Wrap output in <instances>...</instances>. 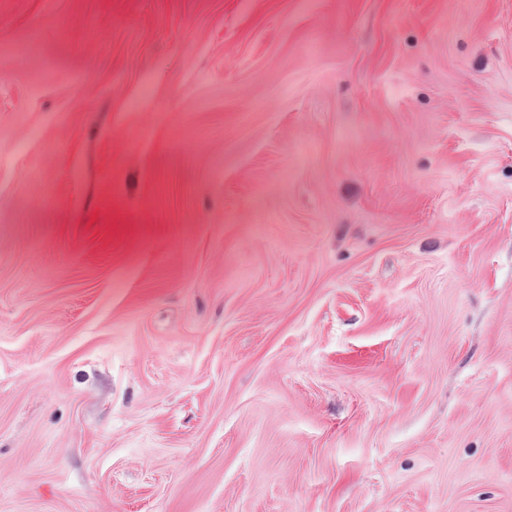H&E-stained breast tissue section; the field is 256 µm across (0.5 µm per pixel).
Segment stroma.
Instances as JSON below:
<instances>
[{"mask_svg": "<svg viewBox=\"0 0 512 512\" xmlns=\"http://www.w3.org/2000/svg\"><path fill=\"white\" fill-rule=\"evenodd\" d=\"M0 512H512V0H0Z\"/></svg>", "mask_w": 512, "mask_h": 512, "instance_id": "35a3bbf8", "label": "stroma"}]
</instances>
